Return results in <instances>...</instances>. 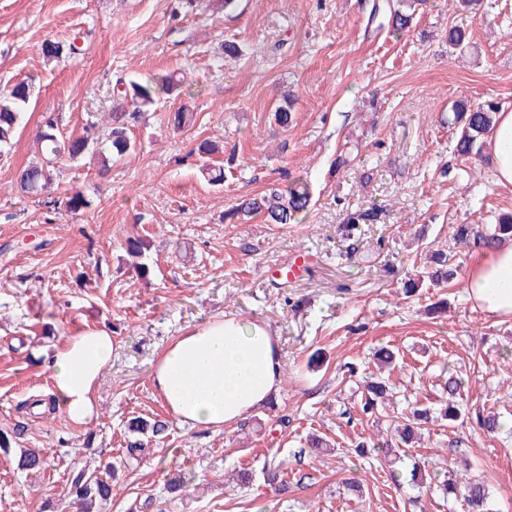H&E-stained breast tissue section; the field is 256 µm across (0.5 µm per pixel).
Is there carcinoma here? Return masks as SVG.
I'll return each mask as SVG.
<instances>
[{
  "instance_id": "cac0c4a2",
  "label": "carcinoma",
  "mask_w": 512,
  "mask_h": 512,
  "mask_svg": "<svg viewBox=\"0 0 512 512\" xmlns=\"http://www.w3.org/2000/svg\"><path fill=\"white\" fill-rule=\"evenodd\" d=\"M428 0H396L389 5L390 24L395 31L408 28L415 12L427 6ZM181 80L172 74H157L142 81H130L124 85L119 83L114 88L113 97L122 102L108 113L106 124L107 137L100 138L99 124L90 122L83 127L77 137L67 140L57 134L55 118H46L39 134L41 156L38 161L24 169L19 177L20 189L30 195H38L50 188L54 182L58 164L65 158L74 161L86 153L98 158V173L108 174L112 162L126 156L135 149V141L130 136L131 127L138 123L145 112L156 103L159 96L180 92ZM33 91L29 82H19L0 92V149L12 143L21 114L28 104ZM500 109V103L489 100L484 103L467 105L462 102L452 106L454 123L458 124L459 137L456 143L457 154L462 157L479 155L484 149V136L492 126L493 116ZM224 154V144L204 139L197 146L198 160L201 161L199 171L212 185L224 182V168L214 163V158ZM311 202V191L303 182H289L282 187L269 189L263 195L250 198L238 204L226 217L237 218L243 222L256 216H263L272 224H298ZM64 205L67 211L76 213L87 209L91 202L80 192L65 196ZM488 251L495 249L506 241H512V215L498 218L497 224L490 231L476 230L471 224H460L456 228L453 240L457 245H466L469 240ZM149 239L145 235L130 237L126 240V251L133 257H141L148 250ZM448 253L436 251L431 258L433 268L427 277L435 282L446 281L453 271L448 269ZM462 380L448 376L446 391L448 402L438 408L443 420H452L458 416L459 404L456 396L460 394ZM396 387L387 380L373 379L366 382L361 396V411L373 414L378 405L395 398ZM431 408L414 402L404 414L403 421L397 424L401 442L409 444L421 439L420 425L426 423ZM129 432L135 439L127 444L131 458L145 456L146 447L151 442L163 438L167 430L166 423L161 420H147L135 417L129 420ZM45 460L35 450L23 449L19 455V467L26 472L41 471ZM268 485L280 491L288 488L284 478L282 463H267L265 466ZM116 468L110 464L101 470H89L81 467L72 473L70 495L76 512H100L102 506L114 496ZM444 494L463 498L472 512H484L488 491L482 481L464 477L458 481L448 480L443 485Z\"/></svg>"
}]
</instances>
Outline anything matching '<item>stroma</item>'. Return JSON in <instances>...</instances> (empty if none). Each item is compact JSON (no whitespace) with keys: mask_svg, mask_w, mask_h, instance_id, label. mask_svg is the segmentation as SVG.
Returning a JSON list of instances; mask_svg holds the SVG:
<instances>
[{"mask_svg":"<svg viewBox=\"0 0 512 512\" xmlns=\"http://www.w3.org/2000/svg\"><path fill=\"white\" fill-rule=\"evenodd\" d=\"M494 2L463 12L434 0L396 34L389 0H0V89L34 81L0 149V429L18 430L14 448L46 460L28 476L0 454V512L66 504L74 467L95 461L118 469L102 512H468L462 498L409 485L416 460L441 480L462 470L483 479L490 512H512V432L492 436L475 421L479 411L512 419V321L469 300L464 282L481 250L450 240L454 225L512 213V187L497 184L483 156H458L448 123L459 100L512 104V0ZM453 25L466 39L452 49ZM73 38L78 54L44 58L45 40ZM227 41L238 58L222 57ZM166 72L200 93L161 96L133 129L136 152L107 178L86 157L62 161L44 195L20 190L46 116L62 136L79 134L111 111L117 79ZM286 103L294 116L283 128L273 113ZM182 107L194 121L176 130L168 115ZM203 139L224 144L223 185L199 171ZM292 180L311 187L301 223L225 222L242 200ZM75 190L90 208L66 211ZM370 207L382 209L380 223L348 231V215ZM137 226L151 241L146 279L126 252ZM448 247L447 286L425 282L404 297L426 255ZM298 253L309 270L281 280ZM223 315L269 326L282 384L246 420L192 429L156 393L153 367L176 337ZM88 328L110 331L114 348L99 414L76 425L39 400L52 390L55 351ZM386 345L401 356L398 397L366 415L361 390ZM451 374L463 382V422H429L397 461H378V436L408 402L446 399ZM136 416L169 425L158 452L137 462L127 457ZM312 435L327 449L308 447ZM271 458L288 471L286 494L263 482ZM176 464L195 479L171 497ZM244 470L252 482L235 483ZM353 475L358 496L341 484Z\"/></svg>","mask_w":512,"mask_h":512,"instance_id":"1","label":"stroma"}]
</instances>
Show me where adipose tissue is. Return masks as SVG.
<instances>
[{
  "label": "adipose tissue",
  "mask_w": 512,
  "mask_h": 512,
  "mask_svg": "<svg viewBox=\"0 0 512 512\" xmlns=\"http://www.w3.org/2000/svg\"><path fill=\"white\" fill-rule=\"evenodd\" d=\"M486 150L498 184L512 186V107L501 106ZM465 290L486 316L512 319V243L482 254ZM112 335L90 329L68 339L52 359L53 397L77 425L96 418L99 379L112 359ZM282 364L269 328L222 318L190 330L161 354L152 383L179 422L217 430L245 419L277 392Z\"/></svg>",
  "instance_id": "obj_1"
}]
</instances>
